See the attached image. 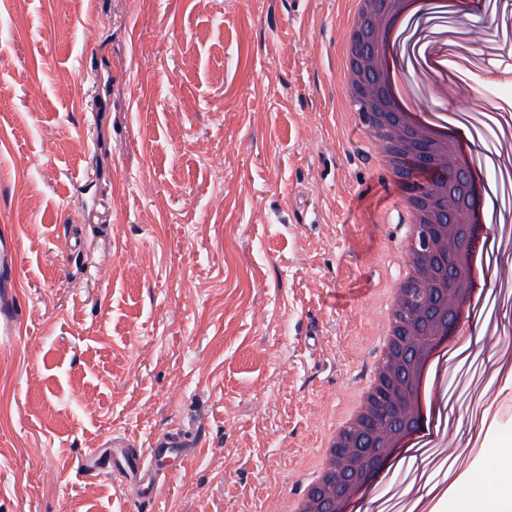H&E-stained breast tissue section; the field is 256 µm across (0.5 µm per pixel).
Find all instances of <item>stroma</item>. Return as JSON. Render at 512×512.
Instances as JSON below:
<instances>
[{"label":"stroma","mask_w":512,"mask_h":512,"mask_svg":"<svg viewBox=\"0 0 512 512\" xmlns=\"http://www.w3.org/2000/svg\"><path fill=\"white\" fill-rule=\"evenodd\" d=\"M343 0H0V233L21 245L15 333L0 338V512H276L317 437L374 364L398 278L403 188L380 173L341 93ZM454 72L512 104V33ZM435 386L452 419L512 394L495 326ZM168 457L159 494L88 475L87 449ZM512 420L467 449L497 490Z\"/></svg>","instance_id":"1"}]
</instances>
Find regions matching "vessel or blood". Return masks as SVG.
I'll return each instance as SVG.
<instances>
[{
	"instance_id": "obj_1",
	"label": "vessel or blood",
	"mask_w": 512,
	"mask_h": 512,
	"mask_svg": "<svg viewBox=\"0 0 512 512\" xmlns=\"http://www.w3.org/2000/svg\"><path fill=\"white\" fill-rule=\"evenodd\" d=\"M19 258L20 249L16 239L9 235L0 236V324L15 321L17 318L12 288L18 272ZM151 447V457L146 462L129 456L124 449H115L113 462L126 482L147 489L157 487V463L173 454L192 458L198 443L178 434L164 433L153 439Z\"/></svg>"
}]
</instances>
